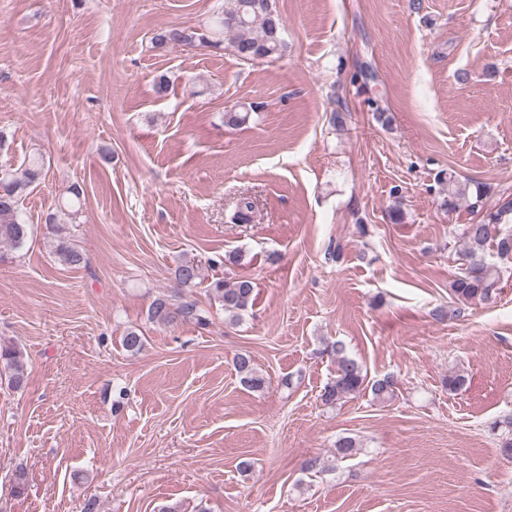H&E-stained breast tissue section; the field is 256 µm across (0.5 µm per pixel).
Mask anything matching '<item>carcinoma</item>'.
<instances>
[{
  "mask_svg": "<svg viewBox=\"0 0 512 512\" xmlns=\"http://www.w3.org/2000/svg\"><path fill=\"white\" fill-rule=\"evenodd\" d=\"M232 33V52L243 61L274 58L282 54L286 44L283 39V23L275 9L273 0H224V11L215 17L213 26L199 31L170 27L152 37V45L163 49L170 46L185 48L218 47L220 36ZM41 174L39 161L33 159L25 169L24 177L17 178L8 169L0 168V244L18 248L27 238V224L21 218V199L26 190ZM470 183L460 181L454 174H448V208L454 209L458 199L468 195ZM254 208L253 201L246 197L239 201L231 217L234 224L250 221ZM512 215V199L505 198L496 210L488 212L482 221L467 224L463 229L464 268L454 275L450 282L453 299L464 305L491 304L497 297L500 286V268L487 261V253L496 249L499 256L512 252V234H501L499 226ZM48 224L55 236L54 253L57 260L67 266H78L84 262L83 254L63 234L64 227L54 214L48 217ZM175 278L185 288H193L202 280V270L192 261H185L175 270ZM207 292L217 301L224 312L237 319L253 302L254 287L248 279L227 281L217 279L210 283ZM150 320L170 324L179 319L193 320L200 326H208V312L195 300L180 296L175 300L157 298L149 309ZM336 351V375L328 382L321 393L326 405L336 404L364 388L371 389L379 400L393 396L395 380L391 375L366 383L367 375L361 363L344 354L343 348ZM234 367L240 376L241 386L252 392L265 387V379L252 365V359L239 354L234 359ZM8 379L9 385L20 389L28 381V363L24 354L15 348L0 350V376ZM359 450L355 438L343 436L336 441V459L353 456Z\"/></svg>",
  "mask_w": 512,
  "mask_h": 512,
  "instance_id": "1",
  "label": "carcinoma"
}]
</instances>
